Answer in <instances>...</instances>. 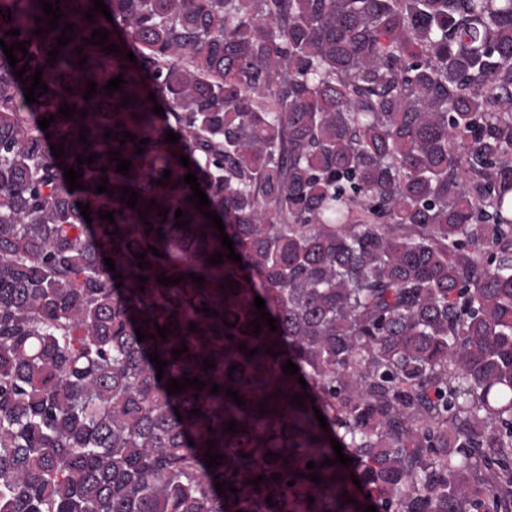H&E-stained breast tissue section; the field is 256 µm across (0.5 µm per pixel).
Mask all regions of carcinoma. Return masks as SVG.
<instances>
[{
  "label": "carcinoma",
  "instance_id": "obj_1",
  "mask_svg": "<svg viewBox=\"0 0 512 512\" xmlns=\"http://www.w3.org/2000/svg\"><path fill=\"white\" fill-rule=\"evenodd\" d=\"M104 3L112 21L91 23V0H60L51 31L37 0H0V38L31 42L14 68L0 52V512H512V0ZM67 22L73 41L51 65ZM99 28L119 53L84 45ZM38 67L48 92L29 104L22 81ZM65 103L87 117H62ZM121 131L149 139L144 153ZM91 153L69 191L58 163ZM189 172L242 263L208 264L229 250L187 200ZM105 176L111 195L95 190ZM162 272L184 279L165 287ZM257 295L277 331L252 333ZM184 375L206 387L168 394ZM333 438L353 462L306 468L335 459Z\"/></svg>",
  "mask_w": 512,
  "mask_h": 512
}]
</instances>
